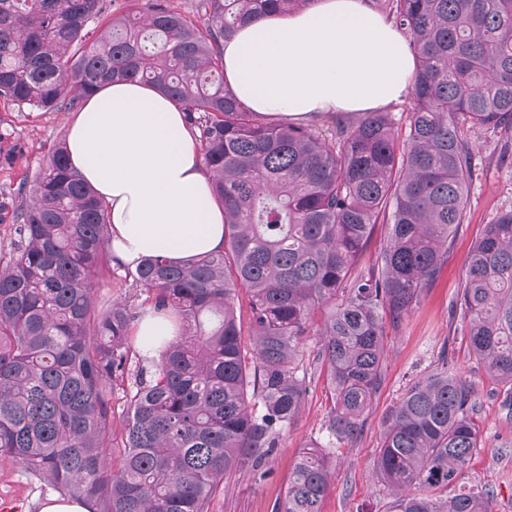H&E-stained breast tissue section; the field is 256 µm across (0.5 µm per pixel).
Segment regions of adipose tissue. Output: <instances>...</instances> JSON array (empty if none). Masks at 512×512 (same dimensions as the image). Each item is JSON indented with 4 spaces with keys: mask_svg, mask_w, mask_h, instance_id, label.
Returning a JSON list of instances; mask_svg holds the SVG:
<instances>
[{
    "mask_svg": "<svg viewBox=\"0 0 512 512\" xmlns=\"http://www.w3.org/2000/svg\"><path fill=\"white\" fill-rule=\"evenodd\" d=\"M415 69L409 38L370 0H314L247 22L224 42L225 81L252 111L276 120L379 109L407 95ZM67 151L108 207L115 262L222 250L224 212L210 201L212 176L182 111L153 87H98L70 122Z\"/></svg>",
    "mask_w": 512,
    "mask_h": 512,
    "instance_id": "1",
    "label": "adipose tissue"
}]
</instances>
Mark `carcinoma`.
<instances>
[{
	"mask_svg": "<svg viewBox=\"0 0 512 512\" xmlns=\"http://www.w3.org/2000/svg\"><path fill=\"white\" fill-rule=\"evenodd\" d=\"M112 2L0 0V98L74 112L106 82L156 86L195 130L224 208V250L125 269L178 328L151 368L131 373L140 312L95 305L107 211L58 144L17 189L29 200L15 207L13 251L0 257V459L91 512H208L214 488L259 470L297 418L301 341L317 312L328 434L341 444L360 431L380 386L386 324L420 303L466 221L483 172L469 131L512 136V0H371L416 56L402 132L375 110L332 126L274 121L226 84L224 39L239 24L314 0H196L193 18L148 0L142 14L114 16L85 40ZM378 224L386 244L364 275L357 268ZM457 305L473 355L509 384L512 406V210L471 248ZM476 413L473 385L446 364L407 390L376 462L379 479L400 491L393 512H493L490 491L460 484L478 445ZM332 478L330 452L303 449L276 512H321Z\"/></svg>",
	"mask_w": 512,
	"mask_h": 512,
	"instance_id": "1",
	"label": "carcinoma"
}]
</instances>
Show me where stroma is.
<instances>
[{"instance_id": "stroma-1", "label": "stroma", "mask_w": 512, "mask_h": 512, "mask_svg": "<svg viewBox=\"0 0 512 512\" xmlns=\"http://www.w3.org/2000/svg\"><path fill=\"white\" fill-rule=\"evenodd\" d=\"M68 121L65 112H32L0 100V256L8 255L15 240L12 215L19 202L17 186L32 181L49 149L67 138ZM473 141L484 172L471 188L467 221L420 304L398 327L386 330L382 383L361 434L332 450L335 477L322 512H391L394 496L376 473L386 421L408 387L444 363L474 384L479 403L476 424L481 443L473 451L462 482L490 490L496 512H512V413L503 406L505 386L476 362L462 319L451 312L474 240L485 224L512 209V158L500 159L499 136L477 134ZM100 281L98 308L108 309L116 300L143 305L145 292L133 286L118 265L104 264ZM320 345L314 334L303 341L300 370L306 381L305 402L298 418L281 433L276 451L264 462L271 471L269 478L259 479L251 470L234 474L212 493L209 512H274L299 452L314 443L327 444L331 399L318 356ZM53 493L52 487L21 465L0 461V498L16 499L17 512H39L41 503Z\"/></svg>"}]
</instances>
